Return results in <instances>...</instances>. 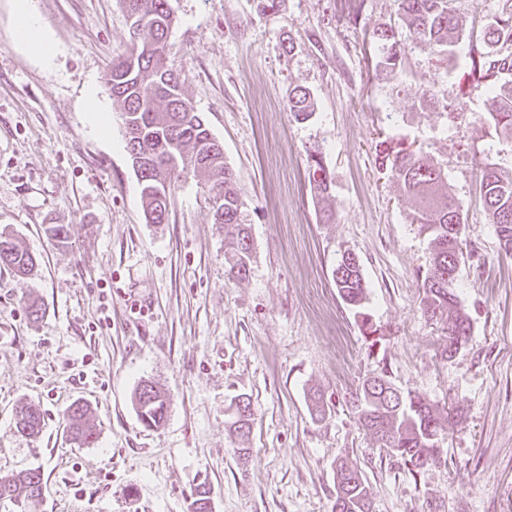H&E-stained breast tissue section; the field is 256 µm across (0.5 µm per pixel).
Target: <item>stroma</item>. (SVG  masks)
I'll use <instances>...</instances> for the list:
<instances>
[{
	"label": "stroma",
	"instance_id": "1",
	"mask_svg": "<svg viewBox=\"0 0 512 512\" xmlns=\"http://www.w3.org/2000/svg\"><path fill=\"white\" fill-rule=\"evenodd\" d=\"M34 6L57 45L49 65L20 42L13 0H0V233L38 261L24 277L0 267V475L40 469L44 492L0 512H188L201 484L213 512H332L340 458L366 477L372 512H512V256L476 201L480 166L512 175V146L464 67L438 62L406 32L402 72L376 68L374 33L399 26V0H281L266 12L258 0H171L170 64L223 144L251 226L250 273L232 280L206 177L178 182L167 223L145 221L105 84L130 40L119 0ZM449 6L464 53L512 0ZM432 81L438 103L420 104ZM92 82L107 137L84 110ZM296 87L314 96L310 119L288 110ZM411 142L466 208L454 288L471 336L448 359L420 310L429 241L412 222L416 202L377 165L380 147ZM314 149L330 178L324 195L311 183ZM53 224L67 225L65 240ZM346 251L362 265L374 342L332 279ZM333 324L348 357L329 338ZM384 367L448 420L441 459L415 473L360 428L349 403ZM145 379L171 400L157 429L132 402ZM313 390L325 402L319 422ZM241 396L253 410L245 459L229 437ZM78 400L98 434L85 448L64 431ZM23 402L42 411L38 438L14 429Z\"/></svg>",
	"mask_w": 512,
	"mask_h": 512
}]
</instances>
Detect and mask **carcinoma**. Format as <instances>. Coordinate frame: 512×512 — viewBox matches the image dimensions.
Returning a JSON list of instances; mask_svg holds the SVG:
<instances>
[{
    "mask_svg": "<svg viewBox=\"0 0 512 512\" xmlns=\"http://www.w3.org/2000/svg\"><path fill=\"white\" fill-rule=\"evenodd\" d=\"M131 19L130 48L112 62L106 83L112 99L119 105L122 123L138 127L137 146L151 158L142 175L141 199L146 222L168 221L170 200L177 182L203 173L208 177V193L215 223L224 225L227 249L224 260L228 275L243 280L250 273L253 254L249 225L242 223L238 179L224 160V150L204 125L185 94L177 74L167 61V40L175 23L170 0H120ZM404 27L415 39L437 49L445 61H457L454 47L460 25L448 8V0H400ZM380 65L396 71L405 59V47L399 30L389 26L376 31ZM483 49L466 57L469 75L476 87L493 100L490 118L501 140L512 145V11L496 17L495 26L479 33ZM288 108L298 120L314 112V100L305 88L295 87L288 94ZM378 168L394 179L401 190L414 197L418 208L412 222L429 234L431 261L421 276L423 316L448 331V346L443 356L457 352L468 342L469 319L459 307L453 282L464 257L462 233L466 224L461 202L447 189L442 168L419 148L400 147L378 154ZM314 190L326 193L330 187L321 152L310 155ZM479 200L495 226L500 248L512 254V178L493 165L478 174ZM37 261L9 236L0 234V267L20 276L33 272ZM332 277L342 301L355 310L366 333L377 329L363 311L367 284L358 257L347 252L333 268ZM134 405L140 422L157 428L168 418L170 402L166 393L149 380L134 391ZM352 407L362 429L372 435L389 456L415 469L434 461L439 455V435L443 425L434 406L423 396L398 395L387 369L365 379L352 395ZM230 432L238 443L251 433L252 409L242 397L233 406ZM89 408L76 401L66 411V430L79 447L96 442L97 434L89 423ZM43 415L32 403L16 411L15 429L29 437L39 435ZM43 477L38 469L0 476V501L22 503L41 496ZM335 512H371V493L362 471L342 460L336 465Z\"/></svg>",
    "mask_w": 512,
    "mask_h": 512,
    "instance_id": "1",
    "label": "carcinoma"
}]
</instances>
